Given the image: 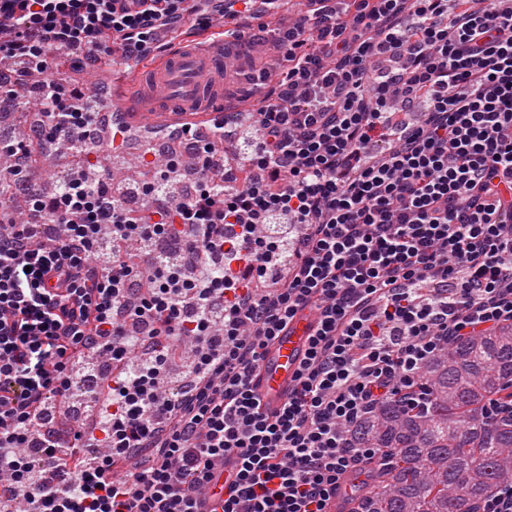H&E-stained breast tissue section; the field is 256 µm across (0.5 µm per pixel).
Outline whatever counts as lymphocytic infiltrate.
<instances>
[{
    "label": "lymphocytic infiltrate",
    "mask_w": 512,
    "mask_h": 512,
    "mask_svg": "<svg viewBox=\"0 0 512 512\" xmlns=\"http://www.w3.org/2000/svg\"><path fill=\"white\" fill-rule=\"evenodd\" d=\"M271 46L285 63L259 102L246 175L127 208L83 165L0 224V481L22 512H200L232 465L221 512H326L374 462L347 436L390 399L426 404L423 370L453 338L512 322V6L495 0H303ZM182 0H0V107L51 103L30 142H97L81 90L31 84L48 50L125 59L179 30ZM317 313L295 385L266 414L253 385L268 345ZM190 347L186 381L169 359ZM97 379L95 429L47 430ZM40 438L49 475L23 448Z\"/></svg>",
    "instance_id": "f902f5d3"
}]
</instances>
